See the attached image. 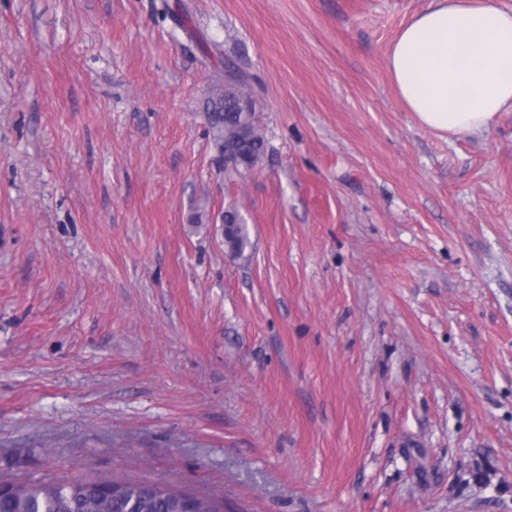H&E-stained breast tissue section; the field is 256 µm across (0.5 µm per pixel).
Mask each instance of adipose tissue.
Returning a JSON list of instances; mask_svg holds the SVG:
<instances>
[{
	"label": "adipose tissue",
	"instance_id": "adipose-tissue-1",
	"mask_svg": "<svg viewBox=\"0 0 512 512\" xmlns=\"http://www.w3.org/2000/svg\"><path fill=\"white\" fill-rule=\"evenodd\" d=\"M388 69L424 126L489 131L512 109V12L494 0H432L390 48Z\"/></svg>",
	"mask_w": 512,
	"mask_h": 512
}]
</instances>
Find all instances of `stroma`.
<instances>
[{"mask_svg":"<svg viewBox=\"0 0 512 512\" xmlns=\"http://www.w3.org/2000/svg\"><path fill=\"white\" fill-rule=\"evenodd\" d=\"M430 4L0 0V480L512 512V110L404 105ZM229 66L249 169L205 111ZM224 240L231 252L237 255H243L250 245L246 224L234 208L224 212Z\"/></svg>","mask_w":512,"mask_h":512,"instance_id":"stroma-1","label":"stroma"}]
</instances>
